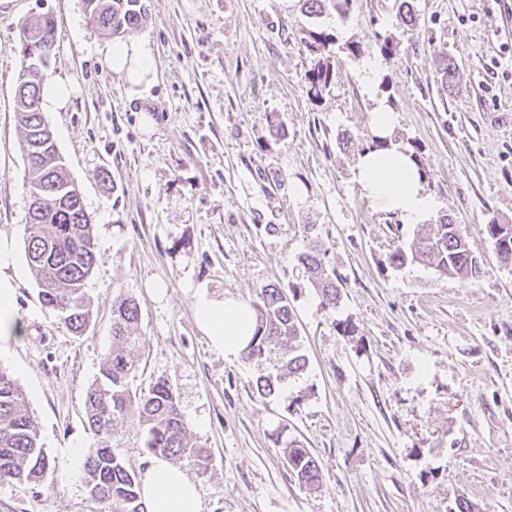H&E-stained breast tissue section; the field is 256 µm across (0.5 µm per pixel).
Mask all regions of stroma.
I'll return each mask as SVG.
<instances>
[{"mask_svg":"<svg viewBox=\"0 0 512 512\" xmlns=\"http://www.w3.org/2000/svg\"><path fill=\"white\" fill-rule=\"evenodd\" d=\"M124 41L149 40L156 77L130 86L99 47L82 0H0V236L13 241L22 340H0L53 470L0 482V512H107L74 477L73 451L97 444L84 397L112 350V292L134 296L145 338L130 384L170 380L207 469L182 459L203 512H512V266L483 232L512 223V0H350L347 17L305 0H141ZM50 17L47 78L71 87L44 107L93 224L100 259L87 281L92 320L71 333L38 297L25 257L26 160L14 112L19 29ZM328 34L330 87L311 97L310 32ZM392 53H385V44ZM378 60L375 96L360 84ZM454 65L460 91L441 81ZM397 114L393 143L424 172L434 207L403 223L355 178L374 144L378 101ZM450 215L478 248L466 285L431 265L390 263ZM327 251L340 297L320 303L298 256ZM287 292L308 359L278 395L254 390L262 368L224 357L194 314L193 292L255 301ZM352 324L343 335L339 326ZM296 439L324 481L308 489L284 459ZM114 446L136 474L153 457L145 431L118 424Z\"/></svg>","mask_w":512,"mask_h":512,"instance_id":"35a3bbf8","label":"stroma"}]
</instances>
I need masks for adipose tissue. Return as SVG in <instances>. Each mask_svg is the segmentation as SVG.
<instances>
[{
  "label": "adipose tissue",
  "instance_id": "obj_1",
  "mask_svg": "<svg viewBox=\"0 0 512 512\" xmlns=\"http://www.w3.org/2000/svg\"><path fill=\"white\" fill-rule=\"evenodd\" d=\"M103 53L113 71L124 74L135 85L150 84L154 77L153 48L140 40L119 46L107 45ZM397 116L383 103L371 114V126L383 146L364 152L358 161L356 178L377 209L398 214L404 223H418L434 202L423 187L417 162L404 149L389 144L388 138ZM16 267L11 240L0 237V338L24 334V323L14 308V286L9 275ZM197 321L211 345L224 356L237 355L249 341L254 329L250 305L232 299L215 298L206 287L194 290ZM141 494L148 512H201L202 503L196 484L180 467L156 459L141 481Z\"/></svg>",
  "mask_w": 512,
  "mask_h": 512
}]
</instances>
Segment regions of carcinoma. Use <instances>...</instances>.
Listing matches in <instances>:
<instances>
[{"mask_svg": "<svg viewBox=\"0 0 512 512\" xmlns=\"http://www.w3.org/2000/svg\"><path fill=\"white\" fill-rule=\"evenodd\" d=\"M139 2L83 0V6L102 34L119 37L143 20ZM53 43L55 26L51 18L35 16L22 25L14 112L23 132L27 159L24 181L29 190L41 196L40 205L28 210L25 254L41 303L56 312L72 333L81 336L92 318L85 285L100 255L81 192L66 174L54 134L40 108L51 58L48 45ZM329 78V62L318 59L308 73L311 88L317 94L322 92L329 87ZM484 233L494 242L501 260L512 265V224L492 219L484 225ZM325 256L326 250L313 242L299 255V261L317 288L321 303L330 307L336 305L339 292L336 275L329 272ZM410 259H425L440 274L467 284L480 276L474 242L447 215L429 225L425 235L413 241L409 249L398 246L391 253V264L396 267ZM251 308L254 330L244 353L251 360L272 366L273 372L256 381L257 393L266 397L275 393L276 383L283 377L305 370L306 358L294 344L298 328L283 289L272 284L263 286ZM140 315V304L133 296L122 290L112 292V352L86 392L85 417L98 443L85 455V483L89 494L107 503L110 512H147L138 476L112 448L119 423L137 421L146 431L145 447L154 456L186 457L202 469L212 461L209 449L190 441L189 424L168 379H157L144 393L130 387V377L136 370L131 351L143 344V337L136 334ZM285 459L300 484L310 489L323 484L316 458L300 442L291 440L286 444ZM50 474V461L24 393L13 375L0 368V480L36 484Z\"/></svg>", "mask_w": 512, "mask_h": 512, "instance_id": "1", "label": "carcinoma"}]
</instances>
